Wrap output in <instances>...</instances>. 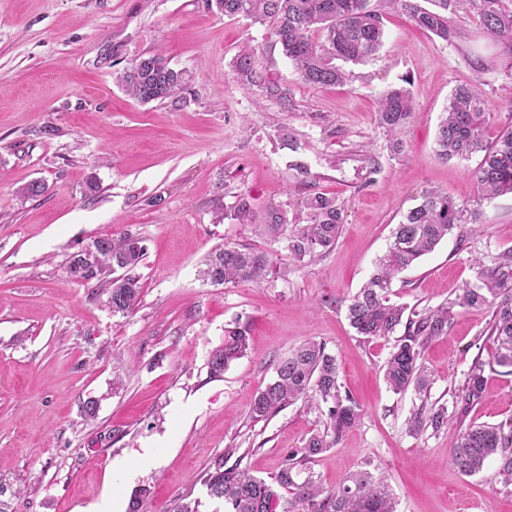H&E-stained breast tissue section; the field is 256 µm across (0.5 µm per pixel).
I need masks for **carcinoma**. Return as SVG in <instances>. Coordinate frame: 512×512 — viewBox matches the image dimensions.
I'll list each match as a JSON object with an SVG mask.
<instances>
[{"mask_svg": "<svg viewBox=\"0 0 512 512\" xmlns=\"http://www.w3.org/2000/svg\"><path fill=\"white\" fill-rule=\"evenodd\" d=\"M210 2L226 16L242 15L267 26L271 46L279 48L301 80L313 88L344 83L346 71L338 62L363 63L383 47V15L369 6V0ZM387 2L407 14L419 29L453 46L469 39L468 31L458 23V16H472L480 33L502 52L489 62L481 57L472 58L469 65L478 75L490 68L512 75V0H430V8L421 5V0ZM236 77L276 100L282 110L293 106L288 90L269 78L255 50L241 51ZM118 80L128 93L146 103L166 100L184 84L183 73L171 68L159 52L137 59L123 70ZM485 106L476 87H456L438 127L436 155L444 162L482 155L475 177L483 197L492 198L512 194V126L504 128L495 141L487 142L484 127L490 113ZM414 112L415 100L405 85L390 87L379 99L377 126L392 138L396 151L403 147L401 134ZM480 217L478 209L459 203L444 192L425 191L420 203L409 209L396 225L375 272L347 306L350 326L367 339L391 336L398 327H404L386 362L384 379L395 393L412 389L419 395L421 404L409 418L410 430L415 433L427 427L438 431L450 422L461 421L484 389L485 363L477 360L458 394L460 404L450 411L445 405L428 403L431 381L423 364L424 349L432 339L448 334L455 308L482 307L491 312L488 335L497 342L494 362L499 367L512 368V250L499 254L489 265L475 259L476 283L463 288L461 294L445 304L407 316L406 307L390 298L394 278L432 252L454 230L464 224L480 223ZM217 219L250 224L255 233L269 242H286L290 260L301 266L336 245L342 231L343 211L336 197L310 193L302 197L290 195L285 202L270 201L258 213L249 193L242 192ZM93 246L95 269L89 270L78 253L69 263L70 277L106 282L107 303L112 313H133L142 292L136 274L145 255L142 240L124 233L116 238H97ZM275 272L277 264L269 253L226 244L210 254L203 275L213 285H226L258 283ZM247 350L246 326L225 328L224 341L209 355V374L215 378L223 376L228 366L245 356ZM275 372L274 380L254 398L250 408L252 419H267L303 399L315 407L327 408V428L311 433L302 447L289 451L284 464L268 481L251 475L239 462L228 468L224 462H216L204 477L209 496L223 500L228 512H273L280 502L283 512H395L389 487L374 480L368 472L351 475L338 490L330 492L310 478L301 484L294 479L297 467L334 447L360 417L356 403L341 392L336 358L326 351L325 344L314 340L301 342L278 361ZM450 460L459 472L469 476L495 460L504 483H511L512 423L468 426L451 449ZM278 487L293 490L294 497L282 498L276 491Z\"/></svg>", "mask_w": 512, "mask_h": 512, "instance_id": "cac0c4a2", "label": "carcinoma"}]
</instances>
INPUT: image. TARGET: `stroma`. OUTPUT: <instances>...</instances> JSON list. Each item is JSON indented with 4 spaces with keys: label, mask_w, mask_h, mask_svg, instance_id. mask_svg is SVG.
Wrapping results in <instances>:
<instances>
[{
    "label": "stroma",
    "mask_w": 512,
    "mask_h": 512,
    "mask_svg": "<svg viewBox=\"0 0 512 512\" xmlns=\"http://www.w3.org/2000/svg\"><path fill=\"white\" fill-rule=\"evenodd\" d=\"M466 28L470 38L456 48L385 10L375 59L347 64L343 85L314 89L268 51L267 26L224 16L207 0H0V512H96L107 498L128 512L136 495L142 512H169L178 497L198 512H225L203 484L209 467L239 462L268 478L325 427L323 410L301 401L266 420L249 416L277 361L306 339L335 356L361 419L299 467L297 481L311 476L331 491L366 470L389 485L396 512H512V485L496 462L472 476L451 463L461 424L409 433L419 399L384 380L394 337L358 336L346 317L425 190L478 205L483 221L399 275L392 301L438 306L474 282L475 258L489 263L512 249V194L483 199L478 158L435 156L458 85L481 80L492 113L486 141L512 125V77L476 76L468 57L497 48L474 23ZM246 44L292 108L236 80ZM157 49L185 83L143 103L116 77ZM405 81L417 110L395 154L375 112L383 92ZM33 180L45 194L19 200L17 189ZM243 191L258 206L335 196L344 210L336 246L298 267L284 244L216 221ZM126 231L142 239L145 256L140 303L122 316L97 281L71 279L68 265L93 239ZM228 242L272 251L279 273L259 284L207 283L209 253ZM490 319L457 309L447 335L424 351L434 403L453 404L473 362H486L482 398L463 424L512 420V373L492 364ZM236 322L249 330L248 353L210 377L209 353Z\"/></svg>",
    "instance_id": "35a3bbf8"
}]
</instances>
